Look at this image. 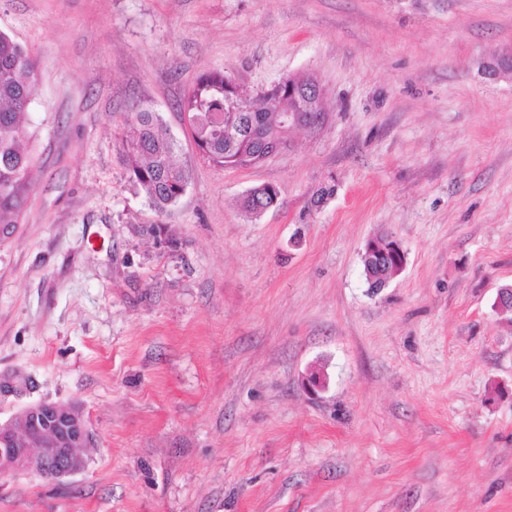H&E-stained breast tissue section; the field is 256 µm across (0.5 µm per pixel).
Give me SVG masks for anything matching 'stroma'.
Here are the masks:
<instances>
[{
    "mask_svg": "<svg viewBox=\"0 0 512 512\" xmlns=\"http://www.w3.org/2000/svg\"><path fill=\"white\" fill-rule=\"evenodd\" d=\"M0 31L39 69L0 241V374L30 385L0 423L62 401L92 436L74 476H0V512H512V74L484 69L512 0H0ZM208 70L314 75L326 121L215 166L178 108ZM139 101L190 172L162 215L119 148ZM386 232L406 266L373 291Z\"/></svg>",
    "mask_w": 512,
    "mask_h": 512,
    "instance_id": "stroma-1",
    "label": "stroma"
}]
</instances>
